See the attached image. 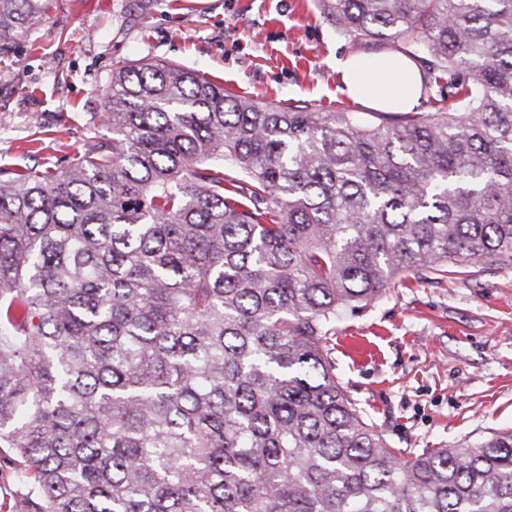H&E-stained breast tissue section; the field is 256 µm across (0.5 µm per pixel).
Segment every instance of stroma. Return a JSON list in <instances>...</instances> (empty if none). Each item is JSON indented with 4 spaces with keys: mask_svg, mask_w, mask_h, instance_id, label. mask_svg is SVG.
<instances>
[{
    "mask_svg": "<svg viewBox=\"0 0 512 512\" xmlns=\"http://www.w3.org/2000/svg\"><path fill=\"white\" fill-rule=\"evenodd\" d=\"M319 0H56L0 54V170L68 168L111 138L102 92L116 63H175L235 94L370 117L337 60L377 56ZM441 283L395 285L336 324V379L403 457L512 430V265L457 263Z\"/></svg>",
    "mask_w": 512,
    "mask_h": 512,
    "instance_id": "1",
    "label": "stroma"
}]
</instances>
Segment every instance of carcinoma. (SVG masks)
I'll use <instances>...</instances> for the list:
<instances>
[{
	"instance_id": "obj_1",
	"label": "carcinoma",
	"mask_w": 512,
	"mask_h": 512,
	"mask_svg": "<svg viewBox=\"0 0 512 512\" xmlns=\"http://www.w3.org/2000/svg\"><path fill=\"white\" fill-rule=\"evenodd\" d=\"M49 0H0V51ZM434 111L118 66L112 141L0 171V460L27 512H512V431L400 457L327 342L398 278L512 263V0H320Z\"/></svg>"
}]
</instances>
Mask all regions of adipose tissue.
I'll list each match as a JSON object with an SVG mask.
<instances>
[{
    "instance_id": "1",
    "label": "adipose tissue",
    "mask_w": 512,
    "mask_h": 512,
    "mask_svg": "<svg viewBox=\"0 0 512 512\" xmlns=\"http://www.w3.org/2000/svg\"><path fill=\"white\" fill-rule=\"evenodd\" d=\"M337 69L348 92L373 106L400 110L418 102L421 72L414 61L402 55L352 56L338 61Z\"/></svg>"
}]
</instances>
